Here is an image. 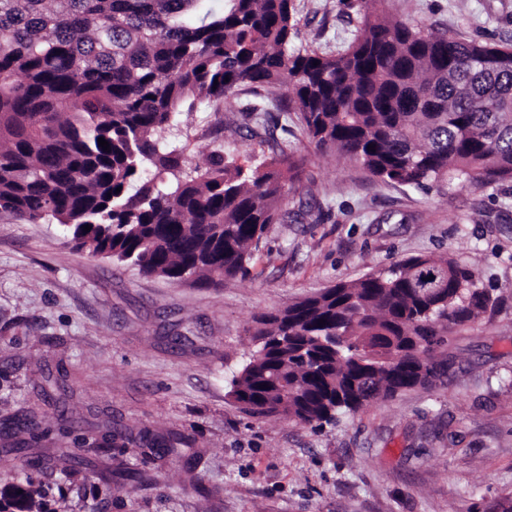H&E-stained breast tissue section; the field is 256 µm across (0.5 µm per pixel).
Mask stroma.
Here are the masks:
<instances>
[{
    "instance_id": "obj_1",
    "label": "stroma",
    "mask_w": 512,
    "mask_h": 512,
    "mask_svg": "<svg viewBox=\"0 0 512 512\" xmlns=\"http://www.w3.org/2000/svg\"><path fill=\"white\" fill-rule=\"evenodd\" d=\"M298 46L343 52L356 0H294ZM425 33L512 43V0H383ZM238 90L182 113L169 139L186 171L221 150L243 169L287 151L301 180L254 254L222 287L143 275L73 249L60 224L0 213V489L27 459L73 512H472L512 497V181L419 190L310 144L296 114L251 135ZM471 268L499 305L448 337L444 382L323 426L255 417L228 380L255 320L418 255ZM79 449L97 480L73 489L57 460Z\"/></svg>"
}]
</instances>
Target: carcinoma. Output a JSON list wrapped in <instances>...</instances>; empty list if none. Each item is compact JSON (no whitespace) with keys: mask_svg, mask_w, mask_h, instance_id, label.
<instances>
[{"mask_svg":"<svg viewBox=\"0 0 512 512\" xmlns=\"http://www.w3.org/2000/svg\"><path fill=\"white\" fill-rule=\"evenodd\" d=\"M200 2L0 0V213L55 220L76 249L148 276H249L301 161L282 150L246 172L217 155L181 176L165 136L196 102L242 86L254 125L292 110L316 149L382 181H512V45L434 37L360 0L359 35L325 55L295 49L294 0H224L219 15ZM497 306L471 269L410 257L260 317L228 394L253 416L329 423L441 380L448 335ZM66 460L68 478L94 480L85 459ZM46 464L27 460L0 512H65L36 477Z\"/></svg>","mask_w":512,"mask_h":512,"instance_id":"cac0c4a2","label":"carcinoma"}]
</instances>
